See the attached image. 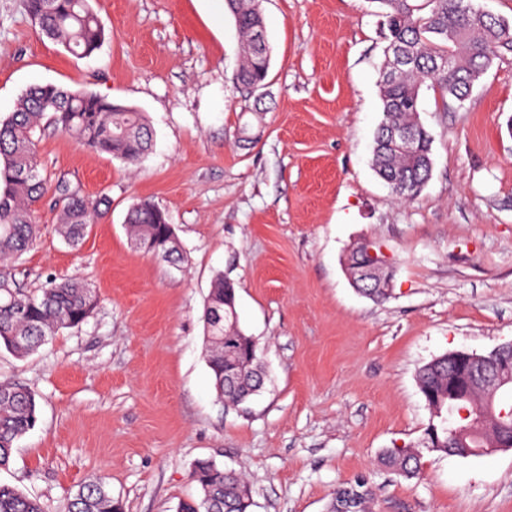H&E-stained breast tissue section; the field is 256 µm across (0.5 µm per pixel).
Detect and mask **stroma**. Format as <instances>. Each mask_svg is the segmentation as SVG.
Wrapping results in <instances>:
<instances>
[{"label":"stroma","instance_id":"obj_1","mask_svg":"<svg viewBox=\"0 0 512 512\" xmlns=\"http://www.w3.org/2000/svg\"><path fill=\"white\" fill-rule=\"evenodd\" d=\"M105 41L82 57L42 36L25 0H0V119L33 85L108 97L143 112L150 153L126 163L45 133L39 160L108 210L82 244L42 227L14 264L29 290L76 278L98 296L79 327L0 380L35 395L36 427L0 482L68 512L102 478L123 512H177L198 461L244 476L250 512H329L357 481L371 512H512V449L466 458L422 451L412 479L384 464L421 440L420 367L512 342V48L464 104L423 88L432 176L410 201L372 165L387 45L372 0H262L266 84L236 81L241 39L225 0H90ZM147 199L166 211L180 265L138 249L125 224ZM374 241L394 277L382 301L343 267ZM235 284L239 326L267 372L247 407L222 401L203 312L217 274Z\"/></svg>","mask_w":512,"mask_h":512}]
</instances>
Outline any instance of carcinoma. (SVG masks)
Returning <instances> with one entry per match:
<instances>
[{"mask_svg":"<svg viewBox=\"0 0 512 512\" xmlns=\"http://www.w3.org/2000/svg\"><path fill=\"white\" fill-rule=\"evenodd\" d=\"M243 37L242 63L237 82L253 92L264 85L270 58L261 0H225ZM384 18L387 33L385 56L404 58L390 71L384 62L381 79L383 119L377 129L374 165L386 182L398 186L396 194L413 199L432 173V136L418 120V98L425 84L463 104L474 85L485 75L500 50L512 47V25L479 10L477 0H371ZM27 11L48 38L71 52L89 56L104 40V29L89 0H27ZM53 131L74 138L97 153L132 162L152 148L153 133L142 113L91 93L71 92L54 85L37 86L19 100L17 109L0 120V348L19 356L36 351L47 337L82 324L95 310L96 293L76 280H51L37 292L22 287L12 263L30 249L40 233L34 220L35 205L48 190L41 171L37 133ZM413 134L415 148L404 150L392 140V131ZM54 193L63 209L60 237L79 246L107 203L104 195L91 199L65 178H58ZM128 231L137 248L158 251L161 259L176 263L183 250L167 213L150 201H139L126 216ZM209 342L207 363L214 387L228 405L238 407L264 384L257 340L238 325L234 283L218 275L206 298L204 314ZM244 366V372L224 381L226 358ZM417 384L430 412L418 448L391 452L387 463L407 479L419 475V449L458 457L500 432L486 413L485 397L491 389L480 381L467 394L448 400V359L442 355L422 366ZM465 409L457 418L459 437L448 441V405ZM37 423L34 395L14 382L0 381V470L9 466L16 441ZM198 497L182 500L178 512H249L251 501L243 476L218 468L210 460L197 462L192 473ZM371 498L366 483L357 482L337 493L331 512L346 506L351 512H368ZM0 512H44L42 503L18 488L0 483ZM69 512H121L108 484L102 480L80 486L72 495Z\"/></svg>","mask_w":512,"mask_h":512,"instance_id":"carcinoma-1","label":"carcinoma"}]
</instances>
